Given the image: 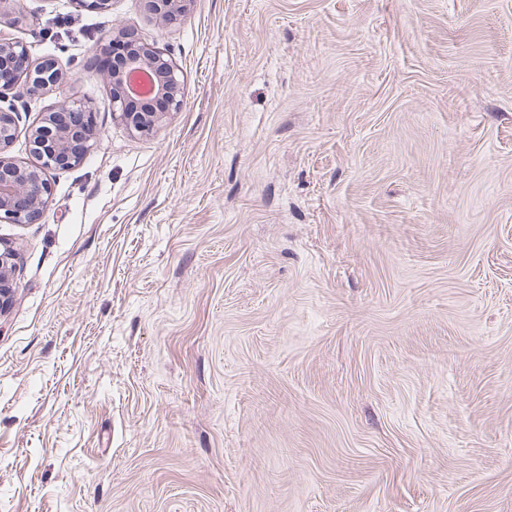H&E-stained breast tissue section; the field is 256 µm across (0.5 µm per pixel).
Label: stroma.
Masks as SVG:
<instances>
[{
    "instance_id": "obj_1",
    "label": "stroma",
    "mask_w": 512,
    "mask_h": 512,
    "mask_svg": "<svg viewBox=\"0 0 512 512\" xmlns=\"http://www.w3.org/2000/svg\"><path fill=\"white\" fill-rule=\"evenodd\" d=\"M123 25L180 111L132 134ZM98 139L0 314V512H512V0H13ZM145 11L164 23H175L188 10L191 0H144ZM116 35H122V41L126 44L117 50L121 52L117 56L119 65L112 68L111 60L112 70L104 74L106 81L112 84L113 115L132 132L149 133L163 112H177L183 105V87L178 69L154 44L142 41L136 29L122 27ZM136 71H147L153 76L155 89L150 96L134 95L150 94L152 89L151 79L146 74H142L138 80H130ZM156 100L159 109L155 108Z\"/></svg>"
}]
</instances>
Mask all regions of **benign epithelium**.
<instances>
[{"label": "benign epithelium", "mask_w": 512, "mask_h": 512, "mask_svg": "<svg viewBox=\"0 0 512 512\" xmlns=\"http://www.w3.org/2000/svg\"><path fill=\"white\" fill-rule=\"evenodd\" d=\"M191 0H144L145 11L164 23H174L188 10ZM125 46L117 56L119 65L104 77L112 84V112L131 131H152L165 112L183 105V87L173 61L154 45L123 27L118 31ZM136 71L149 72L155 89L148 97L134 95L130 77ZM32 95L59 87L61 72L56 59L46 55L33 60L22 42L0 35V100L20 81ZM18 130V113L0 107V223L34 224L51 195L48 172L79 165L89 153L96 129L89 105L63 97L56 108L44 114L29 135L30 153L36 163H19L7 155ZM14 254L0 250V309L9 292L8 279L14 270Z\"/></svg>", "instance_id": "benign-epithelium-1"}]
</instances>
